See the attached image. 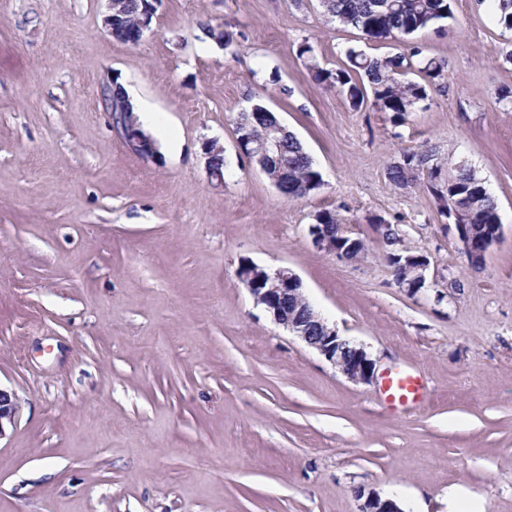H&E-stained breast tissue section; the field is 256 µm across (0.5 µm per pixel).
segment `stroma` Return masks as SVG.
<instances>
[{
  "mask_svg": "<svg viewBox=\"0 0 512 512\" xmlns=\"http://www.w3.org/2000/svg\"><path fill=\"white\" fill-rule=\"evenodd\" d=\"M104 0H0V386L20 410L0 437V512H512V63L487 6L415 41L447 77L405 124L352 110L315 80L402 38L364 39L319 0H160L135 46L102 28ZM232 33L225 50L204 24ZM155 114L158 154L112 131L103 83ZM262 99L321 171L283 197L236 148ZM224 148L223 186L202 147ZM468 160L502 238L472 269L427 191L395 189L407 148ZM336 211L368 244L315 248ZM398 224L435 287H398L370 218ZM286 268L339 332L427 395L389 406L257 306L237 270ZM52 469H45V462Z\"/></svg>",
  "mask_w": 512,
  "mask_h": 512,
  "instance_id": "obj_1",
  "label": "stroma"
}]
</instances>
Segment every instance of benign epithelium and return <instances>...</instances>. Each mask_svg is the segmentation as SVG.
Returning a JSON list of instances; mask_svg holds the SVG:
<instances>
[{
  "label": "benign epithelium",
  "mask_w": 512,
  "mask_h": 512,
  "mask_svg": "<svg viewBox=\"0 0 512 512\" xmlns=\"http://www.w3.org/2000/svg\"><path fill=\"white\" fill-rule=\"evenodd\" d=\"M128 0H106V9L102 15V26L108 34H113V24L118 16L126 10ZM107 109L111 110L110 119L113 131L125 145L142 158L152 159L155 147L150 138L140 132L133 113L127 111L128 99L120 88L109 84L105 88ZM239 153L249 162H257L261 172L268 175L272 185H277V178L268 173L266 160L276 151L278 143L275 136L264 140H255L246 132L237 135ZM224 154V147L217 141L207 143L204 155L209 177L224 184V172L215 165L214 158ZM456 237L462 252L475 266L482 264V258L500 239L502 225H490L486 236L477 241L470 233V225H454ZM309 236L313 246L335 255L340 259L348 258V241L355 244L358 236L346 224L309 225ZM404 263L415 267L417 280L405 284L411 293L420 291L421 285L430 288L435 281L429 280L430 261L423 254H415L407 246L403 247ZM238 278L246 285L256 303L262 305L273 320L297 336L308 348L317 352L348 380L354 383L368 384L376 377L377 362L364 346L339 335L336 327L330 325L316 312L302 291V282L298 276L283 268L268 272L254 265H243L237 272ZM19 404L16 394L0 388V435L4 424L14 423ZM360 512H402L392 498H384L377 493L367 495Z\"/></svg>",
  "instance_id": "7a95c632"
}]
</instances>
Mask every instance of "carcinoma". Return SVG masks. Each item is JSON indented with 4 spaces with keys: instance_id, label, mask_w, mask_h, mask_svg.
I'll use <instances>...</instances> for the list:
<instances>
[{
    "instance_id": "1",
    "label": "carcinoma",
    "mask_w": 512,
    "mask_h": 512,
    "mask_svg": "<svg viewBox=\"0 0 512 512\" xmlns=\"http://www.w3.org/2000/svg\"><path fill=\"white\" fill-rule=\"evenodd\" d=\"M489 2L501 35H511L512 0ZM320 7L329 20L361 32L367 40L377 41L397 35L412 37L453 16L451 0H320ZM150 8H155L150 0H131V11L112 38L129 44L135 19L140 11ZM299 55L311 64L314 78L336 89L352 109L369 107L385 112L395 125L404 124L428 97V89L445 79V63L428 56L419 44L411 41L407 51L382 56H368L350 46L344 51L346 63L335 70L320 67L313 47L306 41L299 45ZM414 72L420 80L409 78ZM253 106L254 113H240L238 125L257 138L263 137L268 129L275 131L279 149L269 164L271 171L282 172V195L302 198L320 190L324 186L323 176L301 141L262 101ZM386 176L399 190H427L442 215L454 212L465 216L476 236L487 233L489 225L499 223L498 207L485 179L466 162L440 161L431 150L407 149L387 167ZM374 223L381 225L379 243L395 282L408 280L411 272L394 260L402 248L398 230L383 218Z\"/></svg>"
}]
</instances>
